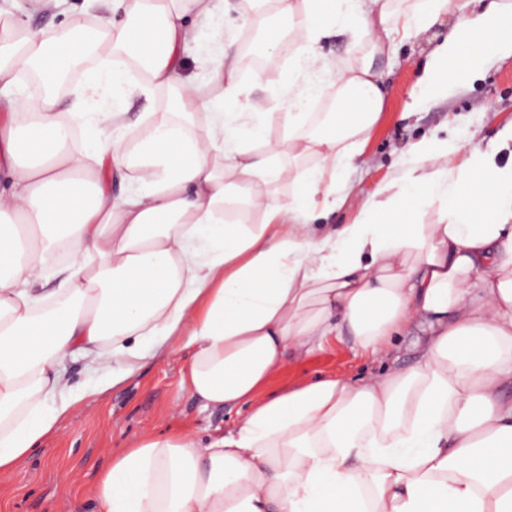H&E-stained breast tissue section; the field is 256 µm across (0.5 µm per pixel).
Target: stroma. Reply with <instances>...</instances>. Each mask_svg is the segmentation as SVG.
<instances>
[{
  "mask_svg": "<svg viewBox=\"0 0 512 512\" xmlns=\"http://www.w3.org/2000/svg\"><path fill=\"white\" fill-rule=\"evenodd\" d=\"M14 21L34 32L71 25L83 13L96 14L95 0H62L49 13L33 11L29 0H0ZM454 23L445 17L434 28L377 55L373 68L387 90L384 111L347 171L344 187L371 192L390 177L402 151L424 138H474L488 145L512 123V59L489 65L482 77L458 89L447 102L409 111L415 69ZM188 361L180 353L166 361H149L125 384L90 399L75 411L42 449L13 471L0 475V512H76L77 501L94 483L112 453L147 431L187 430L208 439L231 428L236 410L202 409L178 387ZM370 356L351 337L330 339L321 350L300 362H289L271 381V389L315 376L354 378L371 370Z\"/></svg>",
  "mask_w": 512,
  "mask_h": 512,
  "instance_id": "1",
  "label": "stroma"
}]
</instances>
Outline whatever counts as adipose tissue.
Here are the masks:
<instances>
[{"label": "adipose tissue", "instance_id": "adipose-tissue-1", "mask_svg": "<svg viewBox=\"0 0 512 512\" xmlns=\"http://www.w3.org/2000/svg\"><path fill=\"white\" fill-rule=\"evenodd\" d=\"M105 2L109 18L58 33L0 10V475L88 398L187 349L180 388L241 408L238 423L205 441L142 434L87 492L92 512H512V124L490 150L421 140L372 192H341L385 96L368 61L319 48L342 29L381 53L454 16L417 107L512 57V0H242L266 72L288 73L276 112L243 98L221 0ZM202 27L215 48L189 74ZM159 90L145 134L95 137ZM326 93L336 109L314 117ZM307 158L281 199L287 161ZM347 205L352 222L328 223ZM414 327L419 356L397 365ZM334 336L380 371L270 391ZM71 357L94 382L73 383Z\"/></svg>", "mask_w": 512, "mask_h": 512}]
</instances>
